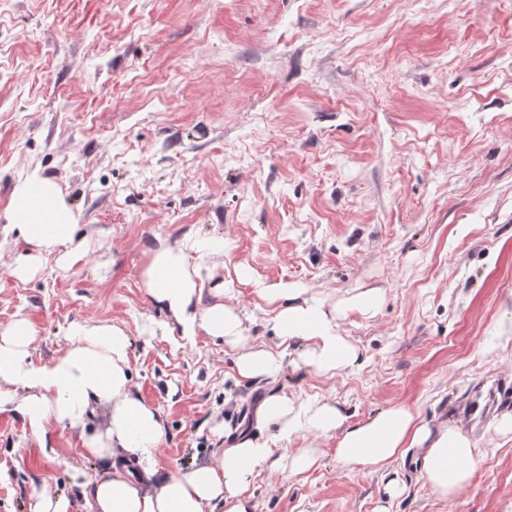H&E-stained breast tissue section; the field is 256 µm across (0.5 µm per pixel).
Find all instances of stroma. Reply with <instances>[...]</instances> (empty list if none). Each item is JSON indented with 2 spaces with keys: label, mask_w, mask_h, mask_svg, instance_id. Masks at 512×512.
I'll return each mask as SVG.
<instances>
[{
  "label": "stroma",
  "mask_w": 512,
  "mask_h": 512,
  "mask_svg": "<svg viewBox=\"0 0 512 512\" xmlns=\"http://www.w3.org/2000/svg\"><path fill=\"white\" fill-rule=\"evenodd\" d=\"M35 175L90 249L20 278L7 207ZM159 238L210 245L203 301L239 316L241 343L185 338L152 302ZM270 288L338 306L357 365L318 374L299 340L278 376L239 380L245 349L281 348ZM19 316L38 363L72 322L128 333L172 474L216 463L237 440L214 429L225 409L250 424L274 393L351 424L403 404L481 456L449 501L412 458L377 471L340 461L335 435L272 425L282 462L252 483L257 512H512V409L479 425L455 410L512 378V0H0V327ZM304 450L316 461L293 473ZM106 465L78 432L44 445L0 412V512H30L46 486L86 512L72 474Z\"/></svg>",
  "instance_id": "stroma-1"
}]
</instances>
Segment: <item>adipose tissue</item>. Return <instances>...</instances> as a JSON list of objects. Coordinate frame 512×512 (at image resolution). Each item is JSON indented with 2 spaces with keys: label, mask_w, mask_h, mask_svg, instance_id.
<instances>
[{
  "label": "adipose tissue",
  "mask_w": 512,
  "mask_h": 512,
  "mask_svg": "<svg viewBox=\"0 0 512 512\" xmlns=\"http://www.w3.org/2000/svg\"><path fill=\"white\" fill-rule=\"evenodd\" d=\"M9 229L29 246L14 273H34L43 255L59 254L62 264L76 260L77 217L51 180L33 177L14 191ZM152 301L167 310L184 336L205 333L239 340L238 317L222 304L203 305L201 267L183 251L157 240L143 271ZM277 300L274 329L285 346L312 341L304 362L327 374L356 364V350L337 331L336 316L315 298L292 288H272ZM33 323L20 316L0 328V412L22 418L31 433L47 440L58 428L78 431L86 454L109 460L107 471L87 481L93 512H255L248 493L263 468H276L273 450L256 436L225 449L216 464L180 474L158 469L153 452L164 439L159 411L131 388L130 338L119 326L72 322L67 346L46 363H34ZM257 423H282L283 433L307 429L338 436L339 460L384 469L410 449L421 453L420 473L440 497H457L470 484L478 450L459 429L422 424L405 406H396L354 426L330 403L302 406L284 395L264 398Z\"/></svg>",
  "instance_id": "adipose-tissue-1"
}]
</instances>
